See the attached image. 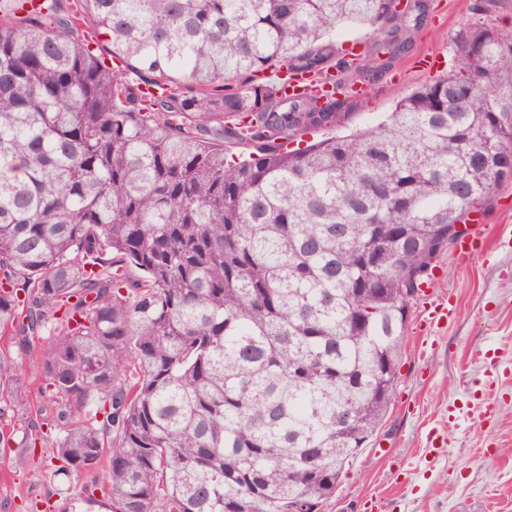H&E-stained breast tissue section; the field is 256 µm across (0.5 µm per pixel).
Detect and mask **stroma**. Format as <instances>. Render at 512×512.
<instances>
[{
	"label": "stroma",
	"mask_w": 512,
	"mask_h": 512,
	"mask_svg": "<svg viewBox=\"0 0 512 512\" xmlns=\"http://www.w3.org/2000/svg\"><path fill=\"white\" fill-rule=\"evenodd\" d=\"M427 11L409 49L338 112L337 128L376 123L392 112L397 92L448 73L457 56L452 36L474 22V0H424ZM437 57V72L416 68ZM483 249L441 253L431 294L416 300L390 411L364 451L343 472L321 512H512V179L477 210ZM450 318L427 328L436 306ZM460 414L449 420V406ZM0 447V512L55 491L54 462L14 465Z\"/></svg>",
	"instance_id": "1"
}]
</instances>
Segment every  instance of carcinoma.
Masks as SVG:
<instances>
[{
  "label": "carcinoma",
  "mask_w": 512,
  "mask_h": 512,
  "mask_svg": "<svg viewBox=\"0 0 512 512\" xmlns=\"http://www.w3.org/2000/svg\"><path fill=\"white\" fill-rule=\"evenodd\" d=\"M10 2L0 335L39 360L55 412L45 437L0 354L23 422L0 446L55 478L85 465L112 512H312L387 415L448 227L512 179L493 149L512 142V27H460L458 66L386 121L293 148L342 102L275 75L391 67L423 0ZM345 25L381 35L364 66L333 60Z\"/></svg>",
  "instance_id": "1"
}]
</instances>
